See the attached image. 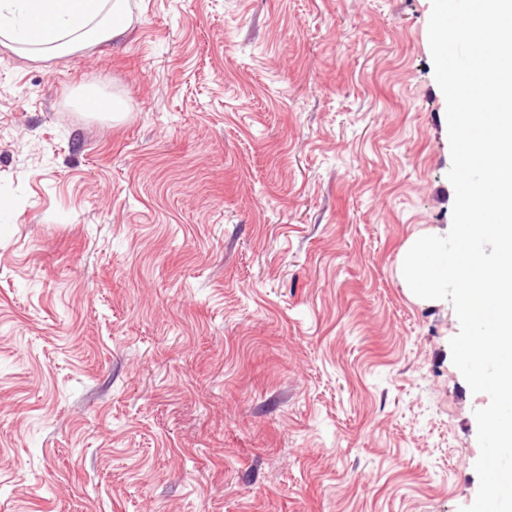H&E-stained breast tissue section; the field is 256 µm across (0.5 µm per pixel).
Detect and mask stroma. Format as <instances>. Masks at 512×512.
I'll return each instance as SVG.
<instances>
[{
  "label": "stroma",
  "mask_w": 512,
  "mask_h": 512,
  "mask_svg": "<svg viewBox=\"0 0 512 512\" xmlns=\"http://www.w3.org/2000/svg\"><path fill=\"white\" fill-rule=\"evenodd\" d=\"M131 3L0 45V512L471 505L489 399L402 275L455 198L432 0ZM130 2L1 0V43L46 60L117 41L132 28Z\"/></svg>",
  "instance_id": "obj_1"
}]
</instances>
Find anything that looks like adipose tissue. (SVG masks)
Segmentation results:
<instances>
[{
	"mask_svg": "<svg viewBox=\"0 0 512 512\" xmlns=\"http://www.w3.org/2000/svg\"><path fill=\"white\" fill-rule=\"evenodd\" d=\"M130 0H0V42L35 60L123 38Z\"/></svg>",
	"mask_w": 512,
	"mask_h": 512,
	"instance_id": "adipose-tissue-1",
	"label": "adipose tissue"
}]
</instances>
